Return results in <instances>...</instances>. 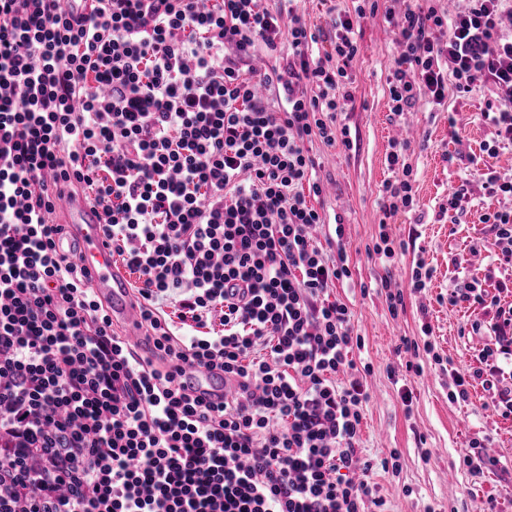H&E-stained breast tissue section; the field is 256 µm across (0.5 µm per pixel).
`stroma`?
<instances>
[{"instance_id":"obj_1","label":"stroma","mask_w":512,"mask_h":512,"mask_svg":"<svg viewBox=\"0 0 512 512\" xmlns=\"http://www.w3.org/2000/svg\"><path fill=\"white\" fill-rule=\"evenodd\" d=\"M353 8L351 0H300L298 9L308 26L321 31L323 43L335 33L336 17ZM360 55L348 70L352 99L342 115L350 131L351 149L314 144L319 165L316 175L328 190L316 201L326 217H341L353 279L337 285L332 294L353 311L352 324L364 341L354 359L370 365V398L363 406L361 455L373 463V480L388 512H485L496 498L500 512H512V417L498 415L482 386L471 391L468 404L448 398L455 371L478 367V355L489 343V331L472 333L482 323L481 307L451 304L448 295L457 284L478 282L492 290L485 268L495 250L482 214L511 205L486 195L477 170L492 169L512 178V149L499 147L493 125L483 119L492 96L483 87L470 93L449 91L444 106L420 101L402 121L390 114L387 79L400 50L392 26L383 14L361 26ZM409 128L406 161L415 178L417 205L390 220L392 232L405 243L391 267H383L366 252L378 232L381 186L389 178L386 157L392 150L391 129ZM468 185L470 208L465 216L445 211L449 193ZM424 263L432 271L426 288H410L411 270ZM389 277L404 289L405 309L391 316L376 288ZM430 324L431 337L421 326ZM430 339L434 354H419L422 374L408 372L398 348L403 339ZM412 392L404 406L400 386ZM488 440L497 469L477 476L460 467L468 443ZM400 455L398 474L385 473L380 461L389 451Z\"/></svg>"}]
</instances>
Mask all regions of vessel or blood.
<instances>
[{
    "mask_svg": "<svg viewBox=\"0 0 512 512\" xmlns=\"http://www.w3.org/2000/svg\"><path fill=\"white\" fill-rule=\"evenodd\" d=\"M55 211L61 223L67 226V245L76 247L78 259L88 271L89 287L114 316L123 320L127 337L139 342L138 318L132 306L128 279L116 268L112 252L104 243L103 213L85 195L72 190L57 199ZM182 380L192 387L195 395L207 400L230 394L233 389L230 382L204 368L186 370Z\"/></svg>",
    "mask_w": 512,
    "mask_h": 512,
    "instance_id": "1",
    "label": "vessel or blood"
}]
</instances>
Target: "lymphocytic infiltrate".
I'll return each mask as SVG.
<instances>
[{
	"label": "lymphocytic infiltrate",
	"mask_w": 512,
	"mask_h": 512,
	"mask_svg": "<svg viewBox=\"0 0 512 512\" xmlns=\"http://www.w3.org/2000/svg\"><path fill=\"white\" fill-rule=\"evenodd\" d=\"M59 0H0V512H384L360 461L368 399L350 356L352 272L313 230V143L350 146L356 0L331 51L305 20L261 0H96L73 24ZM512 17L505 0H433L386 11L402 52L391 112L449 89L494 96L512 148ZM271 60L252 69L258 52ZM374 254L396 256L388 223L415 202L412 168L387 156ZM82 188L137 276L148 354L119 334L76 252L58 251L57 193ZM493 291L467 282L493 337L479 369L455 373L512 416V210L484 214ZM217 370L233 396L202 399L185 367ZM349 373L347 384L336 382Z\"/></svg>",
	"instance_id": "lymphocytic-infiltrate-1"
}]
</instances>
